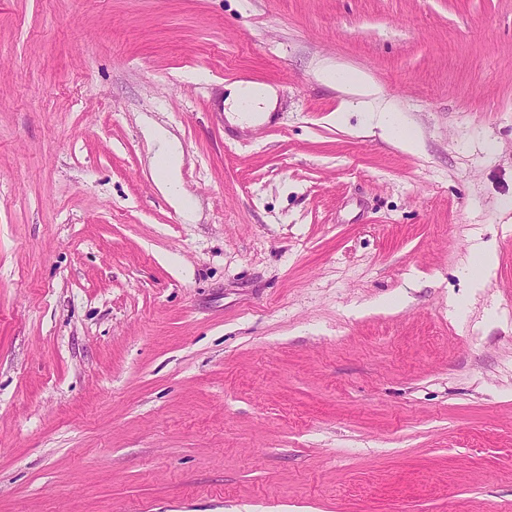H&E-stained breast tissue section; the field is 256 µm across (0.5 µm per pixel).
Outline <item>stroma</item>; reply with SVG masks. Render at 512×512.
Here are the masks:
<instances>
[{
	"label": "stroma",
	"instance_id": "obj_1",
	"mask_svg": "<svg viewBox=\"0 0 512 512\" xmlns=\"http://www.w3.org/2000/svg\"><path fill=\"white\" fill-rule=\"evenodd\" d=\"M0 512H512V0H0ZM324 83L340 88L356 95L370 96L374 94L372 84L367 76L360 72H353L340 67H328L321 75ZM229 93L224 99V105L228 107L224 115L225 121L228 122L227 114H231L232 119L238 120L232 114L238 112L242 122L249 121L252 116L251 112H270L273 106V91L264 86L256 85L251 82L241 81L231 86H227ZM370 122L382 130L386 139L394 140L397 145L405 150L412 151L417 145L416 134L406 125L401 123L391 108H383L378 112H371ZM153 139L158 145L153 166L154 179L175 195L185 210H191L193 203L181 194L179 184L175 178L180 160L178 147L169 141L166 132L163 130H156L153 133Z\"/></svg>",
	"mask_w": 512,
	"mask_h": 512
}]
</instances>
